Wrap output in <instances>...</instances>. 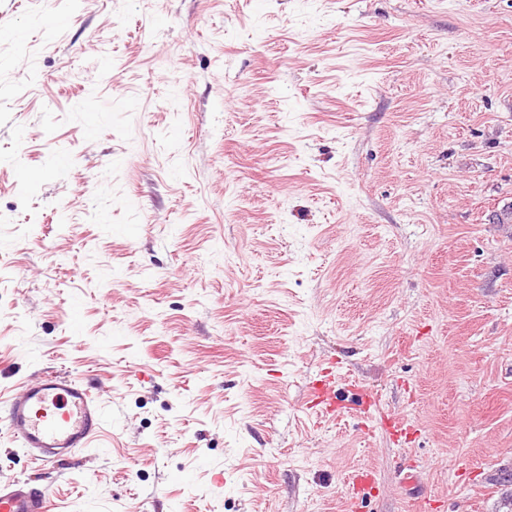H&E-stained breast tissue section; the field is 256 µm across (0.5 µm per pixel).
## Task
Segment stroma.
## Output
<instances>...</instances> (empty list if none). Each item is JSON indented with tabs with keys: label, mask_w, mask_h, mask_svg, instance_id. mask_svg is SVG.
Wrapping results in <instances>:
<instances>
[{
	"label": "stroma",
	"mask_w": 512,
	"mask_h": 512,
	"mask_svg": "<svg viewBox=\"0 0 512 512\" xmlns=\"http://www.w3.org/2000/svg\"><path fill=\"white\" fill-rule=\"evenodd\" d=\"M512 0H0V397L107 423L51 512H512ZM372 389L413 432L328 420ZM414 483H406L407 471ZM336 375L329 372L320 379L313 380L309 386L310 408H315L321 415L336 419V416L347 414L348 407L336 408Z\"/></svg>",
	"instance_id": "1"
}]
</instances>
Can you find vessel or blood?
Wrapping results in <instances>:
<instances>
[{
	"mask_svg": "<svg viewBox=\"0 0 512 512\" xmlns=\"http://www.w3.org/2000/svg\"><path fill=\"white\" fill-rule=\"evenodd\" d=\"M335 384V374L327 373L309 386L312 408L332 419L348 412L337 404ZM0 418L19 447L36 462L53 465L92 444L105 412L89 385L56 371L22 385ZM0 512H47L45 492L27 480H0Z\"/></svg>",
	"mask_w": 512,
	"mask_h": 512,
	"instance_id": "b4317fda",
	"label": "vessel or blood"
}]
</instances>
